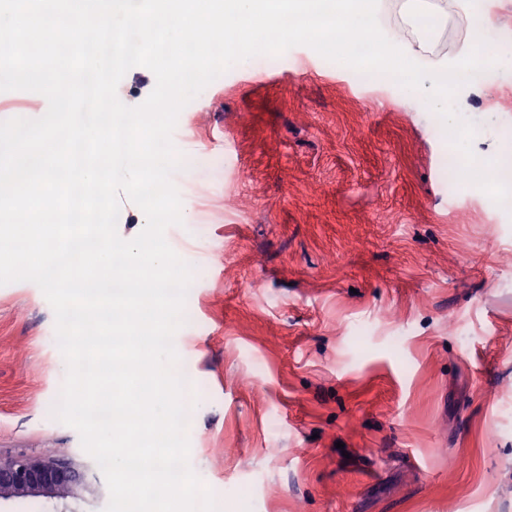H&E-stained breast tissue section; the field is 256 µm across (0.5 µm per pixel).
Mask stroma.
Here are the masks:
<instances>
[{
  "label": "stroma",
  "instance_id": "35a3bbf8",
  "mask_svg": "<svg viewBox=\"0 0 512 512\" xmlns=\"http://www.w3.org/2000/svg\"><path fill=\"white\" fill-rule=\"evenodd\" d=\"M46 98L0 92V121ZM477 159L512 166V71L479 73ZM425 96L299 45L237 64L180 112L176 232L193 264L173 343L197 392L189 464L227 512H512V211L448 196ZM66 375L33 282L0 285V452L89 465L52 414Z\"/></svg>",
  "mask_w": 512,
  "mask_h": 512
}]
</instances>
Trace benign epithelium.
<instances>
[{"label": "benign epithelium", "instance_id": "benign-epithelium-1", "mask_svg": "<svg viewBox=\"0 0 512 512\" xmlns=\"http://www.w3.org/2000/svg\"><path fill=\"white\" fill-rule=\"evenodd\" d=\"M85 473L72 460L24 453L0 454V500L27 497L64 499L84 485Z\"/></svg>", "mask_w": 512, "mask_h": 512}]
</instances>
